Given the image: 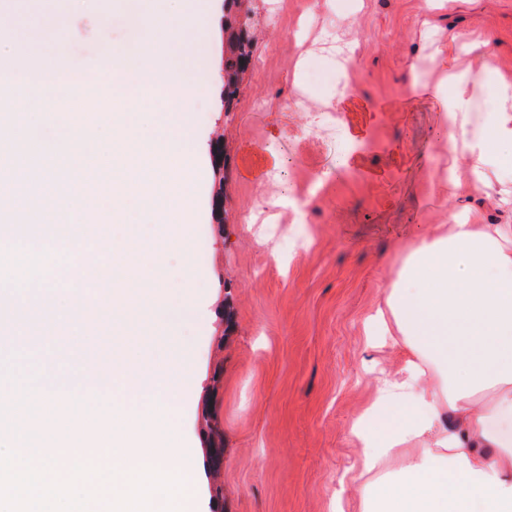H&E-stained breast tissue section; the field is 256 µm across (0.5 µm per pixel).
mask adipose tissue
I'll return each instance as SVG.
<instances>
[{"label": "adipose tissue", "mask_w": 512, "mask_h": 512, "mask_svg": "<svg viewBox=\"0 0 512 512\" xmlns=\"http://www.w3.org/2000/svg\"><path fill=\"white\" fill-rule=\"evenodd\" d=\"M448 129V174L436 196L466 197L512 174V113L475 114L466 80L452 93L414 84ZM418 238L384 302L371 342L401 347L351 436L362 450L361 512H512V224L454 212Z\"/></svg>", "instance_id": "ef3b65f1"}]
</instances>
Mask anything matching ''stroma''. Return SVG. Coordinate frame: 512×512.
<instances>
[{
	"mask_svg": "<svg viewBox=\"0 0 512 512\" xmlns=\"http://www.w3.org/2000/svg\"><path fill=\"white\" fill-rule=\"evenodd\" d=\"M205 15L216 33L249 26L252 63L231 109L218 88L193 114L196 133L224 154L211 150L195 173L199 209L183 250L160 256L163 321L149 335L129 330L125 346L141 358L163 344L195 367L177 429L195 449L202 512H359L351 426L403 359L400 348L370 346L369 315L414 239L450 212L512 224V202L499 196L428 194L424 175L442 173L448 140L411 85L441 81L438 47L467 69L458 33L486 42L512 77V0H344L332 10L324 0H206ZM329 24L348 49V92L363 109L357 171L340 165L353 147L344 121L315 117L333 110L334 84H308L296 64L332 57L320 37ZM127 36L126 15L109 10L77 31L45 26L39 45H63L82 75L105 44ZM257 152L275 153L278 169L243 179ZM117 346L86 330L15 337L0 350V442L28 415L8 402L28 369L79 376L94 369L93 352ZM214 443L224 448L218 469Z\"/></svg>",
	"mask_w": 512,
	"mask_h": 512,
	"instance_id": "35a3bbf8",
	"label": "stroma"
}]
</instances>
